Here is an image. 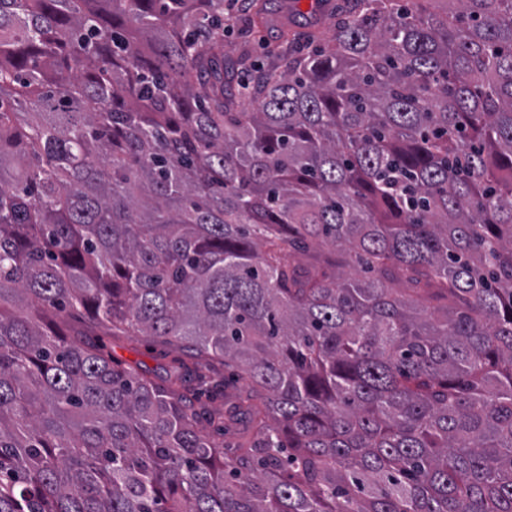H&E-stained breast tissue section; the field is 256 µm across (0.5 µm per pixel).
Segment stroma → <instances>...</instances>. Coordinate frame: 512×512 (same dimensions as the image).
Wrapping results in <instances>:
<instances>
[{
    "instance_id": "1",
    "label": "stroma",
    "mask_w": 512,
    "mask_h": 512,
    "mask_svg": "<svg viewBox=\"0 0 512 512\" xmlns=\"http://www.w3.org/2000/svg\"><path fill=\"white\" fill-rule=\"evenodd\" d=\"M344 0H266L262 18L251 17L245 0H226L224 4V41L215 51L224 58V92L236 97L242 81H257L273 61L262 55L260 46L283 40L298 47L320 45L330 40L334 13L340 12ZM252 53L256 65L241 72L233 62L242 53ZM105 353L127 362L140 363L156 378H164L168 366L180 357L178 348L160 344L150 336L130 341L103 336L99 339Z\"/></svg>"
}]
</instances>
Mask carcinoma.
Instances as JSON below:
<instances>
[{"instance_id": "obj_1", "label": "carcinoma", "mask_w": 512, "mask_h": 512, "mask_svg": "<svg viewBox=\"0 0 512 512\" xmlns=\"http://www.w3.org/2000/svg\"><path fill=\"white\" fill-rule=\"evenodd\" d=\"M448 2L354 0L248 112L224 0H0V512H512V0ZM96 339L103 346L105 354H112V357L123 361L140 363L156 376L155 380L159 384H164L162 378L172 361L182 356L178 348L161 345L152 336H136L132 342L112 336H96Z\"/></svg>"}]
</instances>
